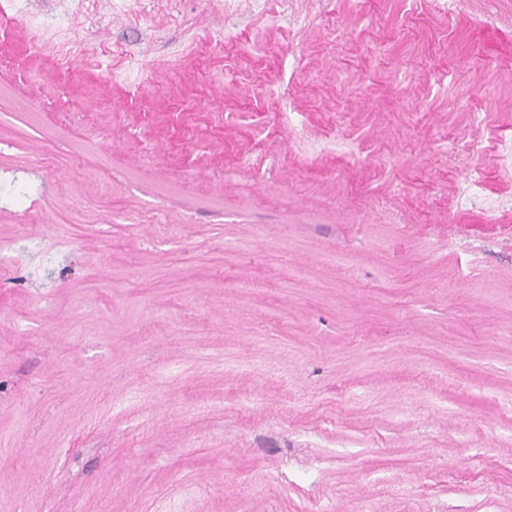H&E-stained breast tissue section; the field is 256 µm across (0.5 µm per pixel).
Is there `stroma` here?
<instances>
[{"instance_id":"35a3bbf8","label":"stroma","mask_w":512,"mask_h":512,"mask_svg":"<svg viewBox=\"0 0 512 512\" xmlns=\"http://www.w3.org/2000/svg\"><path fill=\"white\" fill-rule=\"evenodd\" d=\"M509 139L512 0H0V512H512Z\"/></svg>"}]
</instances>
